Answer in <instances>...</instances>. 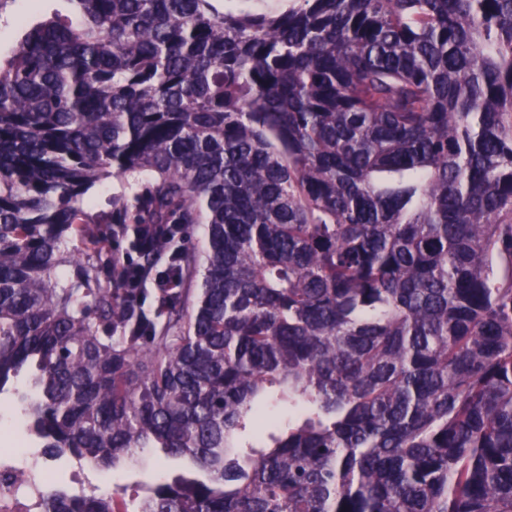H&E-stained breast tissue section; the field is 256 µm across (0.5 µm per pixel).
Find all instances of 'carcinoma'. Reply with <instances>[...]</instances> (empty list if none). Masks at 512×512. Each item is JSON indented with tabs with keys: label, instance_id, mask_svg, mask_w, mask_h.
I'll use <instances>...</instances> for the list:
<instances>
[{
	"label": "carcinoma",
	"instance_id": "cac0c4a2",
	"mask_svg": "<svg viewBox=\"0 0 512 512\" xmlns=\"http://www.w3.org/2000/svg\"><path fill=\"white\" fill-rule=\"evenodd\" d=\"M70 2L0 61V393L46 459L161 453L129 512H512V0Z\"/></svg>",
	"mask_w": 512,
	"mask_h": 512
}]
</instances>
